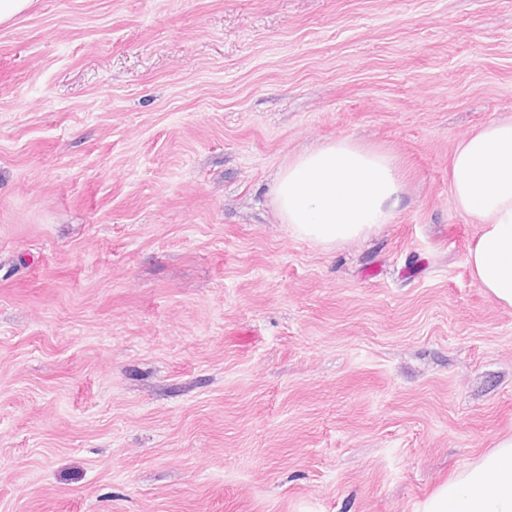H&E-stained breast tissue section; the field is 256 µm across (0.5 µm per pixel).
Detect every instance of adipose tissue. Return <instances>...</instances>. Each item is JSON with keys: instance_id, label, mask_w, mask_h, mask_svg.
Here are the masks:
<instances>
[{"instance_id": "adipose-tissue-1", "label": "adipose tissue", "mask_w": 512, "mask_h": 512, "mask_svg": "<svg viewBox=\"0 0 512 512\" xmlns=\"http://www.w3.org/2000/svg\"><path fill=\"white\" fill-rule=\"evenodd\" d=\"M457 208L477 224L466 263L480 288L512 308V121L482 126L451 159ZM402 183L392 159L350 139L291 158L274 186V204L299 236L333 247L391 223ZM418 512H512V435L459 471Z\"/></svg>"}]
</instances>
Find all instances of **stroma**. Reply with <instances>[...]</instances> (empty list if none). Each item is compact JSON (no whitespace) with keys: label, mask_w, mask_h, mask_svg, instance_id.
Listing matches in <instances>:
<instances>
[{"label":"stroma","mask_w":512,"mask_h":512,"mask_svg":"<svg viewBox=\"0 0 512 512\" xmlns=\"http://www.w3.org/2000/svg\"><path fill=\"white\" fill-rule=\"evenodd\" d=\"M512 120V0H33L0 25V512H415L512 435V308L451 158ZM350 138L330 248L272 202ZM402 194L388 155L344 138L288 160L275 182L274 204L299 236L333 247L391 223Z\"/></svg>","instance_id":"obj_1"}]
</instances>
